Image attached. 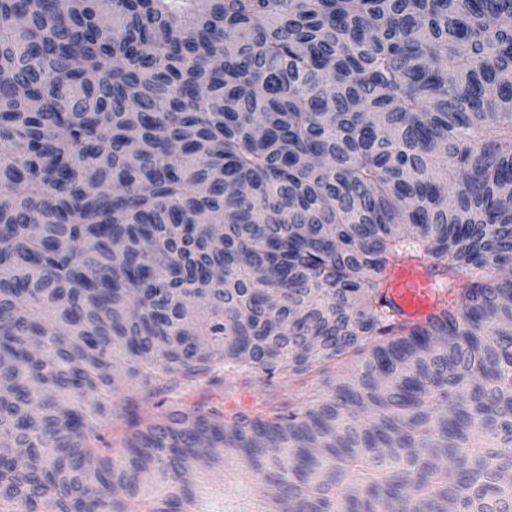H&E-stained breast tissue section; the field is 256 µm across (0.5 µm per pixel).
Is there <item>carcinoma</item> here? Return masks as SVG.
Wrapping results in <instances>:
<instances>
[{
  "label": "carcinoma",
  "mask_w": 512,
  "mask_h": 512,
  "mask_svg": "<svg viewBox=\"0 0 512 512\" xmlns=\"http://www.w3.org/2000/svg\"><path fill=\"white\" fill-rule=\"evenodd\" d=\"M0 0V512H512V0ZM458 296L406 328L389 266ZM468 266L472 275L462 278ZM361 366L286 413L121 382Z\"/></svg>",
  "instance_id": "cac0c4a2"
}]
</instances>
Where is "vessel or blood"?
I'll list each match as a JSON object with an SVG mask.
<instances>
[{"label": "vessel or blood", "mask_w": 512, "mask_h": 512, "mask_svg": "<svg viewBox=\"0 0 512 512\" xmlns=\"http://www.w3.org/2000/svg\"><path fill=\"white\" fill-rule=\"evenodd\" d=\"M382 297L401 324L412 326L439 312L448 293L439 287L430 263L405 259L392 268Z\"/></svg>", "instance_id": "1"}]
</instances>
